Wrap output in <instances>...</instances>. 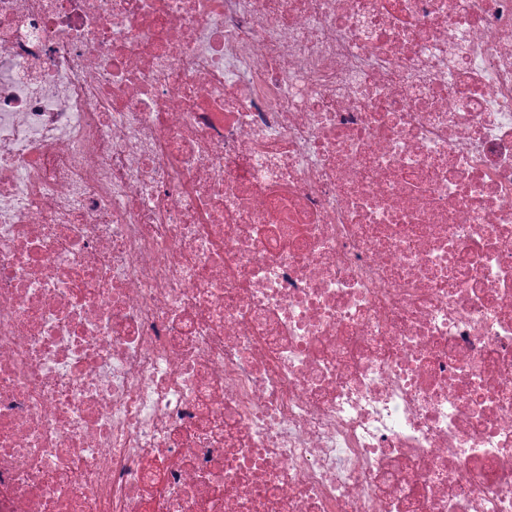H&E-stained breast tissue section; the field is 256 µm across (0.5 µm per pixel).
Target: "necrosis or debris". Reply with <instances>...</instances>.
Wrapping results in <instances>:
<instances>
[{"mask_svg":"<svg viewBox=\"0 0 512 512\" xmlns=\"http://www.w3.org/2000/svg\"><path fill=\"white\" fill-rule=\"evenodd\" d=\"M0 512H512V0H0Z\"/></svg>","mask_w":512,"mask_h":512,"instance_id":"obj_1","label":"necrosis or debris"}]
</instances>
